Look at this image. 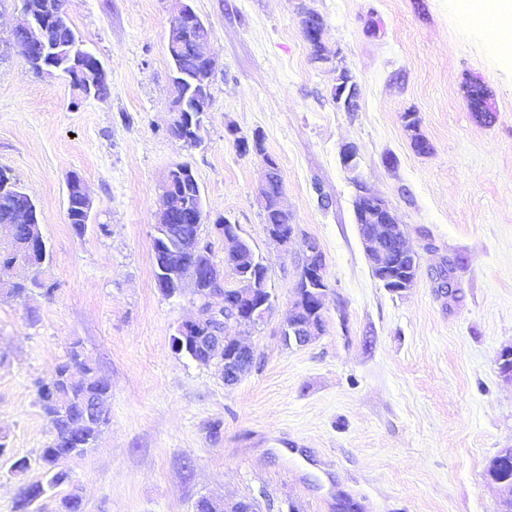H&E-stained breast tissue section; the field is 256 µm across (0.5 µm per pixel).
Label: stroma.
I'll return each instance as SVG.
<instances>
[{
    "mask_svg": "<svg viewBox=\"0 0 512 512\" xmlns=\"http://www.w3.org/2000/svg\"><path fill=\"white\" fill-rule=\"evenodd\" d=\"M210 29L218 66L204 143L167 132L172 72L169 0H70L73 26L106 68L109 97L72 106L65 80L29 73L11 30L20 0H0V167L38 205L52 256L20 302L0 290V512L42 480L35 459L53 438L36 403L71 348L111 384L96 446L67 458L84 512H194L203 497H250L262 512H500L488 460L512 448V59L476 28L464 0H189ZM324 20L329 62L312 60L304 12ZM348 69L359 108L333 98ZM487 91L489 118L468 103ZM416 113L429 154L413 151ZM260 136L263 154L235 135ZM364 182L403 224L415 285L383 287L365 257L344 144ZM283 175V206L326 261L323 333L285 346L303 246L271 243L256 195L265 158ZM186 162L211 218L238 224L268 268L274 299L258 330L228 324L258 359L236 385L176 352L191 289L169 298L154 276L153 224L167 169ZM88 186L92 222L76 234L66 179ZM455 264L456 297L436 274ZM30 468L12 472L13 460Z\"/></svg>",
    "mask_w": 512,
    "mask_h": 512,
    "instance_id": "35a3bbf8",
    "label": "stroma"
}]
</instances>
